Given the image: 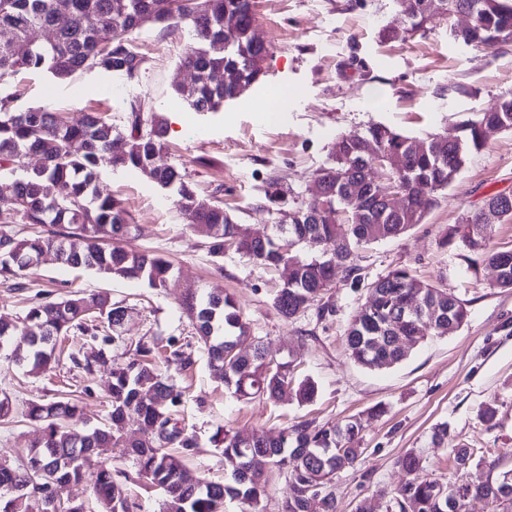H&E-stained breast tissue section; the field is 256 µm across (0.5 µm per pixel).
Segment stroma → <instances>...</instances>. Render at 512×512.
Returning <instances> with one entry per match:
<instances>
[{"label": "stroma", "mask_w": 512, "mask_h": 512, "mask_svg": "<svg viewBox=\"0 0 512 512\" xmlns=\"http://www.w3.org/2000/svg\"><path fill=\"white\" fill-rule=\"evenodd\" d=\"M254 12V32L270 48L266 74L214 113L190 111L177 93L192 81L180 65L191 40L184 27L134 33L150 58L137 83L99 71L67 79L21 72L0 80V93L17 94L22 106H48L73 118L105 112L117 126L135 95L148 97L158 111H178L182 123L168 137L161 162H183L198 196L222 201L245 228L276 222L278 206L265 197L270 186L286 191L288 199H309L314 173L331 164L339 138L363 134L375 123L417 138L454 135L464 120L512 93V42L486 50L466 45L458 36L466 23L461 16L407 34L401 0H254ZM389 28L398 29L397 38L385 37ZM98 184L121 201L136 227L125 247L172 262L167 286L108 279L49 256L28 275L25 289L0 283V319L23 338L31 302L69 291L104 292L128 313L120 339L109 346L113 359H125L140 342L162 349L173 340L188 347L194 365L185 371L172 366L167 374L185 390L179 418L197 438L196 448L186 453L189 476L228 480L224 455L211 441L217 427L276 434L301 420L321 425L353 418L363 424V453L332 479L338 512H391L388 493L405 478L397 461L411 449L423 475L447 482L483 480L493 466L512 469V290L496 286L494 271L479 254L443 242L448 227L488 197L512 192V132L493 134L468 157L455 181L437 193L423 223L359 251L364 285H351L337 271L323 298L327 312L313 305L290 320L273 307L285 268L257 267L231 250L213 256L207 237L185 223L175 191L161 189L139 171L105 167ZM398 267L466 300L468 320L452 335L427 337L397 366L362 368L346 349L348 323L366 300V283ZM191 290L232 295L250 326L242 351L260 345L292 362L298 379L316 384L314 400H236L210 367L183 310ZM99 347L89 336L68 337L59 364L43 375L0 358V394L10 397L14 410L11 419L0 421V463H19L34 441L38 427L24 417L32 401L74 397L86 426L106 421L108 369L89 372L70 360ZM378 405L383 414L370 417ZM489 405L497 410L490 424L481 417ZM442 423L449 437L439 447L432 433ZM458 444L472 448L480 466L457 472L452 448Z\"/></svg>", "instance_id": "1"}]
</instances>
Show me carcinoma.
Wrapping results in <instances>:
<instances>
[{
    "label": "carcinoma",
    "mask_w": 512,
    "mask_h": 512,
    "mask_svg": "<svg viewBox=\"0 0 512 512\" xmlns=\"http://www.w3.org/2000/svg\"><path fill=\"white\" fill-rule=\"evenodd\" d=\"M441 2L440 20L466 5L475 7L472 27L461 30L459 37L477 49L493 47L487 40L491 30L512 35V0ZM154 25L163 29L184 25L192 33V43L180 63L192 71L193 82L178 88V94L196 112L218 111L265 75L269 48L253 33L252 0H0V79L21 69L57 79L98 70L137 82L148 58L129 35ZM104 33L113 37L104 38ZM225 72L234 74V80L226 83L217 78ZM16 101L14 95H0V178L13 179L10 197H0V278L13 282L15 288L21 287L18 280L49 249L73 268L143 281L152 288L166 287L173 270L171 261L119 244L135 225L119 200L99 191L97 178L104 165L142 172L149 168L161 188L177 187V206L184 220L210 239L211 253L223 254L230 242L257 266L290 265L288 282L274 298L275 309L288 319L315 303L319 313H325L323 294L336 280V270L326 266L325 258L306 257L303 250L323 248L356 283L361 275L355 256L361 248L398 238L412 228L405 215L386 207L384 187L374 177L381 164L361 153L355 139H339L333 148V164L316 171L330 196L286 203L301 216L281 229L258 224L242 230L221 202L198 197L186 181V170L158 163L167 123L148 98L136 95L127 100L121 130L102 112H87L73 120L46 108H22ZM482 126L512 131L511 94L500 97L491 109L475 113L462 127V134L443 139L429 135L421 151L412 149L413 137L385 125L369 127L365 138L382 156L400 151L408 157V170L390 177L416 196L415 204L427 213L434 205V192L451 184L450 170L461 171L468 156L485 146ZM32 154L42 161L38 170L22 166ZM336 171L347 173L369 195L366 220L344 214L343 186L331 176ZM7 224H52L58 230L47 237L18 239L5 229ZM235 229L242 230L241 237H233ZM492 232L491 224L466 220L448 229L446 244L481 254L499 271L496 286L511 290L512 250L493 248ZM285 244L290 246L286 252L282 250ZM435 302L446 309L447 322L431 325L430 335L446 336L467 322L466 301L446 288L422 284L406 268L372 282L346 331L353 360L370 370L405 361L409 353L394 344L388 322L398 316L402 333L416 336L423 322L409 309ZM184 307L195 323L209 365L224 377L225 386L238 399L278 401L290 394L301 403L314 399L316 386L297 381L290 363L267 359L262 348L249 355L229 353L230 345L249 333L231 297L193 293L186 297ZM123 312L125 308L112 304L105 293L71 292L58 301L34 302L24 317L31 339L24 345L12 343L11 324L0 320V350L29 373H46L58 362L60 338L75 333L94 335L99 319L106 321L116 338ZM109 343L103 338L104 347L94 355V362H85L88 370L95 365L109 368L111 412L106 423L76 429L82 413L74 398L31 403L27 417L41 425L40 438L31 444L22 465L0 463V512H47L46 488L87 483L100 512H130L123 484L132 477L97 458L120 440L131 416L148 427L143 438L127 444L138 466L137 477L161 491L165 512H224L228 498L255 509L266 494L261 483L264 473L282 469L289 471L290 486L283 512H337L330 481L363 453L360 421L321 427L304 421L275 437L264 432L244 436L220 427L212 442L223 449L231 482H186L184 458L171 452L174 447H196L195 436L174 423L183 392L158 370L154 347L139 343L125 360L115 362L105 348ZM453 456L461 471L474 463L472 452L463 445L453 448ZM244 464L258 472L257 481L240 474L238 467ZM398 464L406 473L395 494L398 512H463L471 497L490 501L500 512H512V477L505 472L489 474L478 483H448L419 476V458L412 450ZM24 482L30 483L24 494L11 492L13 485Z\"/></svg>",
    "instance_id": "cac0c4a2"
}]
</instances>
